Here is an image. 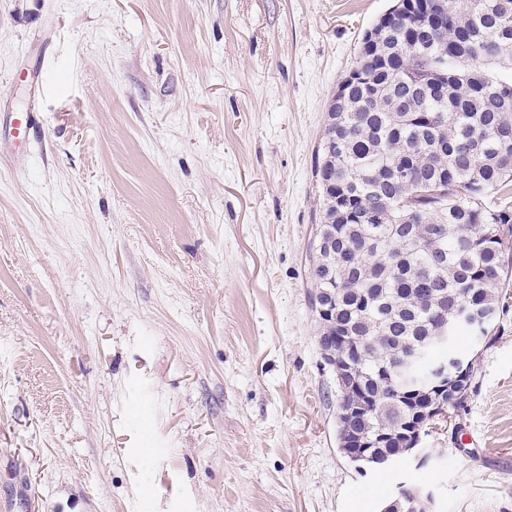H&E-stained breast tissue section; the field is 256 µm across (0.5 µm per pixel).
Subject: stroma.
Masks as SVG:
<instances>
[{
	"mask_svg": "<svg viewBox=\"0 0 512 512\" xmlns=\"http://www.w3.org/2000/svg\"><path fill=\"white\" fill-rule=\"evenodd\" d=\"M393 0H0V512H512V287L432 458L359 475L305 279ZM13 135L17 139L29 140L38 126L37 112H14L9 115Z\"/></svg>",
	"mask_w": 512,
	"mask_h": 512,
	"instance_id": "1",
	"label": "stroma"
}]
</instances>
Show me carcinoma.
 Returning a JSON list of instances; mask_svg holds the SVG:
<instances>
[{
  "label": "carcinoma",
  "instance_id": "obj_1",
  "mask_svg": "<svg viewBox=\"0 0 512 512\" xmlns=\"http://www.w3.org/2000/svg\"><path fill=\"white\" fill-rule=\"evenodd\" d=\"M358 81L330 102L315 155L319 215L331 255L307 271L331 342L359 341L357 377L378 397L355 430L393 433L449 350L425 345L396 371L398 340L437 325L433 301L453 308L480 294L498 308L512 280V210L484 199L512 184V0H411L378 46H360ZM414 200L403 211L399 201Z\"/></svg>",
  "mask_w": 512,
  "mask_h": 512
}]
</instances>
